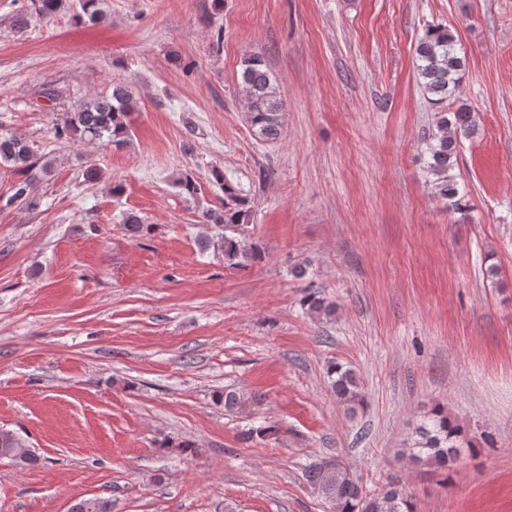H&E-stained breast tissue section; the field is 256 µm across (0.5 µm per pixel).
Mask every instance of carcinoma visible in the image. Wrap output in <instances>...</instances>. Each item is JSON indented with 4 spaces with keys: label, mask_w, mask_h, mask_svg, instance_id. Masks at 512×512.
Listing matches in <instances>:
<instances>
[{
    "label": "carcinoma",
    "mask_w": 512,
    "mask_h": 512,
    "mask_svg": "<svg viewBox=\"0 0 512 512\" xmlns=\"http://www.w3.org/2000/svg\"><path fill=\"white\" fill-rule=\"evenodd\" d=\"M418 80L428 102L435 106L434 125L428 143L427 171L432 176L435 193L456 210L464 208L467 191L451 174L457 163L459 139L475 132L476 119L470 107L462 104L450 111L445 103L462 83L465 63L456 48V39L446 25L428 26L415 49ZM242 92L247 100V120L255 136L262 140H277L281 134L283 102L275 77L259 57L244 60L241 73ZM137 101L129 86L112 85V92L82 103L76 111L56 127L58 139L76 137L80 140L122 144L128 140L127 116L134 111ZM9 166L26 178L15 185L14 200H23L29 206L38 205L32 194V162L28 146L14 136H0V166ZM212 176L224 188V207L205 212V223L220 229L216 237L200 240L204 249L214 247L224 252V262L245 267L262 260L261 248L249 241L242 227L251 213L249 201L228 181L222 171L215 169ZM306 312L331 315L335 306L326 301L319 291L309 289L300 298ZM328 383L343 408L354 414L363 406L364 399L359 378L351 369L331 362L326 367ZM229 413L246 409L249 397L235 388H225L217 394ZM280 431L272 426L251 427L243 432L247 441L270 442L278 439ZM474 452L463 434L462 427L440 406L431 409L417 428V438L410 448V459L429 465L443 476L448 484V469L463 451ZM0 457L9 458L20 466L38 462V457L17 433L0 430ZM303 477L330 512H415L412 497L399 482L387 489L372 492L362 477L339 456H323L303 464ZM71 512H112V500L84 499L75 503Z\"/></svg>",
    "instance_id": "obj_1"
}]
</instances>
